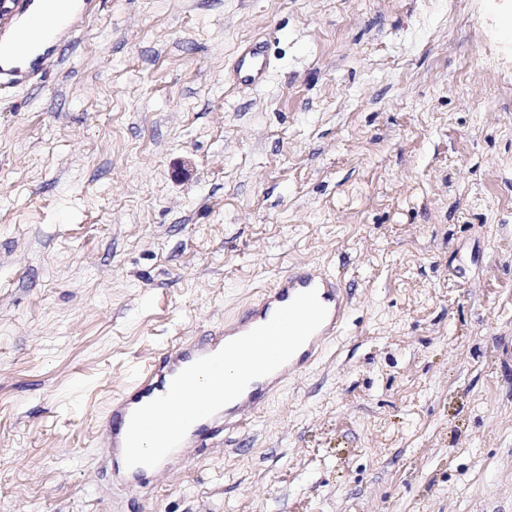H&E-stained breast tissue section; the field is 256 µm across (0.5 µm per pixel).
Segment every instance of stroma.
<instances>
[{
    "instance_id": "1",
    "label": "stroma",
    "mask_w": 512,
    "mask_h": 512,
    "mask_svg": "<svg viewBox=\"0 0 512 512\" xmlns=\"http://www.w3.org/2000/svg\"><path fill=\"white\" fill-rule=\"evenodd\" d=\"M63 54L0 97V512H512V0H97ZM305 263L341 333L126 485L114 396ZM267 60L262 47L250 42L238 53L236 76L241 83L258 84L265 77Z\"/></svg>"
}]
</instances>
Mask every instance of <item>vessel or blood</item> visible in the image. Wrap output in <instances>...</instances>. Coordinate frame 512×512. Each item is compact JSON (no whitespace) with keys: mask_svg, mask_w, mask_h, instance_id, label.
<instances>
[{"mask_svg":"<svg viewBox=\"0 0 512 512\" xmlns=\"http://www.w3.org/2000/svg\"><path fill=\"white\" fill-rule=\"evenodd\" d=\"M43 0H0V14L9 16L8 26L0 27V92L41 80L50 67L59 63L56 45L61 23L49 22ZM267 60L260 45L248 43L238 53L236 76L240 82L260 83ZM317 290L328 316L321 327L302 346L299 354L268 375L264 382L250 383L242 395L215 415L195 422L182 442L183 447L198 448L215 430L236 429L250 420L261 398L271 393L285 377L296 374L318 356L344 324L348 299L332 274L314 265L289 269L275 285L263 293L258 304L242 310L227 321L209 342L180 343L151 364L145 365L139 379L112 404L106 438L116 453H123L124 439L132 412L158 398L159 393L184 368L198 359L214 354L228 341L268 322L275 311L289 304L299 293Z\"/></svg>","mask_w":512,"mask_h":512,"instance_id":"vessel-or-blood-1","label":"vessel or blood"}]
</instances>
